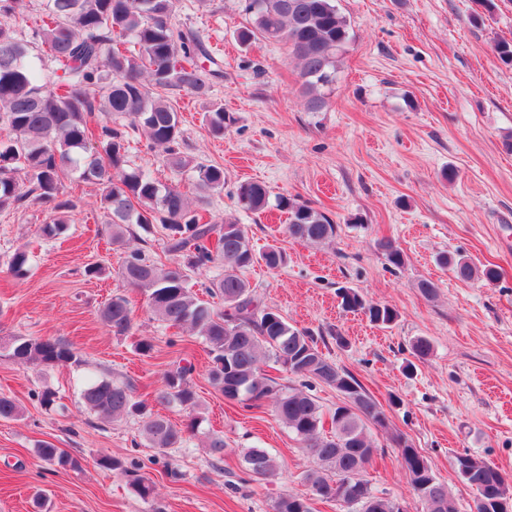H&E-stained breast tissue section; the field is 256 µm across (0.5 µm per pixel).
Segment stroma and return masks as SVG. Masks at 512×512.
<instances>
[{
	"label": "stroma",
	"mask_w": 512,
	"mask_h": 512,
	"mask_svg": "<svg viewBox=\"0 0 512 512\" xmlns=\"http://www.w3.org/2000/svg\"><path fill=\"white\" fill-rule=\"evenodd\" d=\"M350 39L337 63L325 111L310 112L302 80L287 49L233 37L246 24L239 0H178L175 21L194 33L221 63L224 75L202 94L167 91L181 115V150L193 162L224 170V189L203 206L217 222L244 225L255 249L273 244L285 256L275 270L257 264L246 277L257 296L290 324L320 334L322 352L350 372L386 414L371 437L378 447L364 477L387 497L413 501L393 439L404 435L448 487L457 512H470L472 489L455 473L453 455L469 452L512 477V65L493 47L512 41V0H338ZM221 104L230 118L223 137L209 134L204 114ZM129 166L151 170L195 195L191 169L175 171L142 131L129 134ZM454 179H446L447 170ZM264 182L271 197L312 203L336 224L331 243L288 238L287 215H254L240 208L236 190ZM68 231L42 236L50 206L31 203L0 211V339L56 338L76 349L80 362L21 367L0 356V394L22 415L0 419V512H33L36 491L47 512H272L279 497L309 495L306 473L314 459L276 418L271 406L243 408L207 380L209 359L199 336L176 333L151 312L146 296L124 289L115 275L121 251L99 209L95 185H83ZM388 239L403 252L395 269L379 247ZM19 248L33 254L31 272H7ZM460 254L501 276L489 284L464 282L438 266V255ZM105 265L87 276L88 264ZM437 287L424 298L421 280ZM398 312L388 328L345 311L339 287ZM126 294L135 315L125 336L98 319L102 305ZM345 336L346 345L336 343ZM431 340L429 357L412 361L410 345ZM154 344L141 355L140 340ZM192 362L203 431L184 448L160 454L138 418L107 423L82 402L87 377L133 385L153 399L162 375ZM52 389L53 408L38 392ZM224 437L223 454L207 431ZM47 441L81 462L80 469L49 470L35 453ZM267 448L280 466L272 475H246L242 451ZM138 462L155 498L132 494L100 457ZM178 470L170 478L165 467Z\"/></svg>",
	"instance_id": "stroma-1"
}]
</instances>
